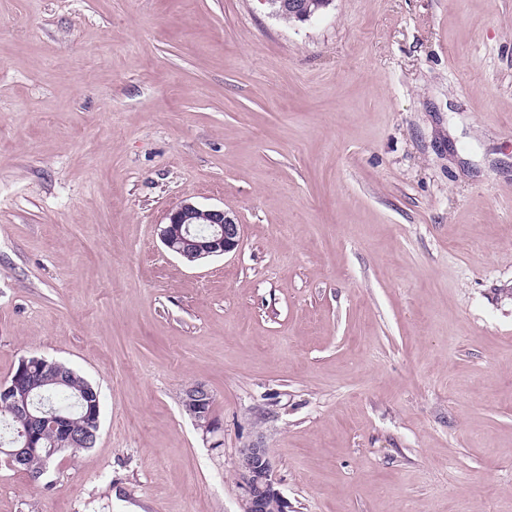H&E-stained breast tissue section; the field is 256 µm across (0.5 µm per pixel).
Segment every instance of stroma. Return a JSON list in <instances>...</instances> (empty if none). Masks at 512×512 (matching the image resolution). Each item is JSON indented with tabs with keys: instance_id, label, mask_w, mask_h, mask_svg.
Wrapping results in <instances>:
<instances>
[{
	"instance_id": "35a3bbf8",
	"label": "stroma",
	"mask_w": 512,
	"mask_h": 512,
	"mask_svg": "<svg viewBox=\"0 0 512 512\" xmlns=\"http://www.w3.org/2000/svg\"><path fill=\"white\" fill-rule=\"evenodd\" d=\"M184 200L239 249L172 255ZM31 355L101 428L0 457V512H241L256 439L291 512H512V0H0V380ZM265 2L272 7L276 16L282 18L288 15L284 18L285 21L294 18L298 22H306L314 16L308 10L306 0H265ZM160 225V239L173 254L190 263L225 255L238 249L242 226L221 208L200 207L181 202L169 210ZM193 224H208L202 234ZM181 402L184 412L204 433H215L220 429L213 414L214 398L205 384L193 383L185 387Z\"/></svg>"
}]
</instances>
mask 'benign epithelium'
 I'll return each mask as SVG.
<instances>
[{
  "label": "benign epithelium",
  "instance_id": "benign-epithelium-1",
  "mask_svg": "<svg viewBox=\"0 0 512 512\" xmlns=\"http://www.w3.org/2000/svg\"><path fill=\"white\" fill-rule=\"evenodd\" d=\"M276 16H288L298 22L313 17L306 0H265ZM167 222L160 225V239L173 254L190 262L198 263L211 257L225 255L238 249L241 243L242 225L221 208L200 207L191 202H181L169 210ZM27 359L19 362L17 372L0 382V397L11 399V414L23 441L19 448H0V454L15 468L24 466L38 454L37 438L39 428L59 429L65 444L77 446L68 426L69 419L63 414H36L34 401L29 399ZM88 402L86 418L92 424L90 432L98 436L100 418L98 401L84 394ZM214 398L203 383L185 387L182 395L184 412L192 418L204 433H215L220 423L213 414ZM236 475L243 490L242 512H268L273 504L277 512H290L288 502L277 487L274 466L269 449L259 442L239 450L236 461Z\"/></svg>",
  "mask_w": 512,
  "mask_h": 512
}]
</instances>
